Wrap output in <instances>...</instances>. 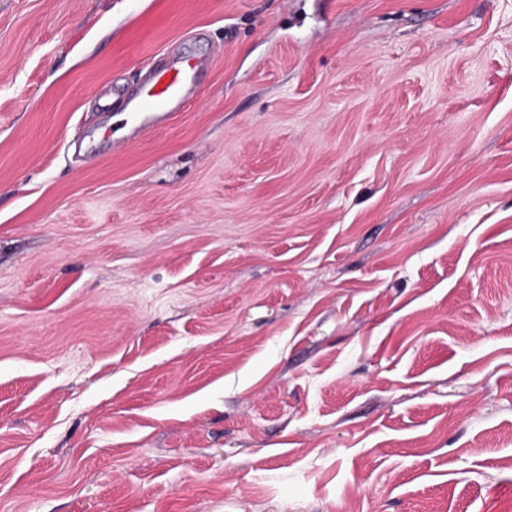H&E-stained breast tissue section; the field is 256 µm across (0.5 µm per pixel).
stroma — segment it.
I'll return each instance as SVG.
<instances>
[{
	"label": "stroma",
	"instance_id": "obj_1",
	"mask_svg": "<svg viewBox=\"0 0 512 512\" xmlns=\"http://www.w3.org/2000/svg\"><path fill=\"white\" fill-rule=\"evenodd\" d=\"M0 512H512V0H0ZM203 66L201 59L172 52L148 71L142 89L126 102L132 134L161 126L180 112L197 91Z\"/></svg>",
	"mask_w": 512,
	"mask_h": 512
}]
</instances>
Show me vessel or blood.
Returning a JSON list of instances; mask_svg holds the SVG:
<instances>
[{
    "instance_id": "vessel-or-blood-1",
    "label": "vessel or blood",
    "mask_w": 512,
    "mask_h": 512,
    "mask_svg": "<svg viewBox=\"0 0 512 512\" xmlns=\"http://www.w3.org/2000/svg\"><path fill=\"white\" fill-rule=\"evenodd\" d=\"M202 67V60L173 52L148 71L142 89L126 102L132 132L161 126L181 111L198 89Z\"/></svg>"
}]
</instances>
